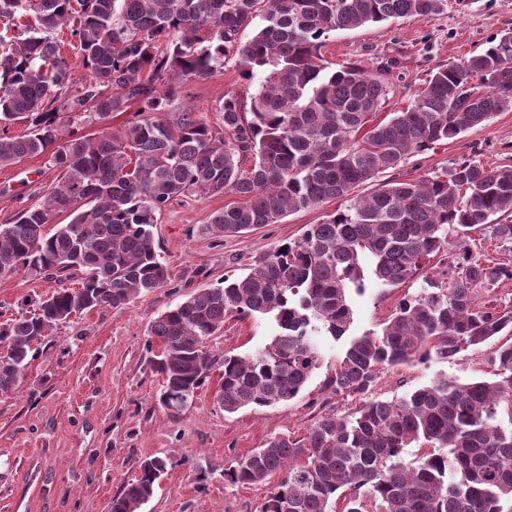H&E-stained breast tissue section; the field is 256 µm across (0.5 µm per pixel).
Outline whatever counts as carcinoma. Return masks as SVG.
<instances>
[{"label": "carcinoma", "mask_w": 512, "mask_h": 512, "mask_svg": "<svg viewBox=\"0 0 512 512\" xmlns=\"http://www.w3.org/2000/svg\"><path fill=\"white\" fill-rule=\"evenodd\" d=\"M446 8L447 0H0V168L46 155L60 174L16 223L0 225V275L25 269L62 284L33 316L0 325V394L14 389L48 332L168 282L153 228L173 202L234 195L204 226L228 236L338 200L324 222L260 254L246 276L199 288L151 323L160 404L183 411L216 367L227 413L296 398L322 360L316 337L340 340L350 329L363 257L387 286L436 260L439 278L426 279L381 332L351 337L336 364L328 386L359 396L355 411L324 414L300 438H275L224 476L238 485L279 476L258 512H335L340 498L343 512H503L512 501V428L497 418L512 410V342L492 348L490 380L439 377L391 401L365 395L387 368L454 360L512 326V308L481 296L512 281V265L472 237L512 247V223L493 220L512 215V166L466 160L367 196L355 189L511 110L512 34L431 73L406 109L380 121L387 73L335 69L324 55L336 30ZM63 25L90 69L77 90L54 37ZM231 60L247 81L265 73L249 102L226 93L215 123L171 111L185 81ZM133 106L127 128L108 125ZM17 124L25 135H9ZM91 125L99 132H83ZM60 213L68 223L46 232ZM78 272L81 286H65ZM233 315L268 316L275 334L252 354L204 351ZM420 442L434 450L406 461ZM167 465L142 460L110 512H139Z\"/></svg>", "instance_id": "cac0c4a2"}]
</instances>
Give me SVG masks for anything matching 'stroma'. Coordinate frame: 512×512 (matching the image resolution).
<instances>
[{"label":"stroma","instance_id":"1","mask_svg":"<svg viewBox=\"0 0 512 512\" xmlns=\"http://www.w3.org/2000/svg\"><path fill=\"white\" fill-rule=\"evenodd\" d=\"M510 32L512 0H448L439 14L332 32L325 56L371 72L388 67L391 88L382 110L388 116L407 108L431 71L481 53ZM245 88L230 62L222 72L186 82L172 109L189 108L213 121L214 106L225 93ZM463 160L512 165V111L411 154L401 167L357 192L370 194L389 180L430 177ZM57 181V171L43 156L0 168V225L15 223L19 212ZM231 200L226 194L170 205L153 229L155 249L171 269L170 282L130 305L69 320L38 344L18 389L0 396V512H109L113 496L137 476L138 461L154 456L167 459V471L139 512H257L267 486L232 484L224 479L225 469L272 438L304 435L322 414L354 411L357 398L332 393L327 385L345 346L329 338L322 341L319 368L291 401L226 413L214 400L221 384L216 368L180 415L159 404L163 379L152 366L160 351L149 340L152 320L196 289L247 275L256 256L299 239L308 225L323 222L337 208L332 201L292 212L238 236L204 232L212 214ZM424 285L421 276L398 286L366 278L352 298L350 335L381 330L399 304ZM58 287L57 281L22 269L0 277V323L34 311L39 299ZM273 333L269 318L232 316L204 348L216 356L245 355L268 344ZM490 352L485 344L453 361L386 369L372 395L392 400L441 376L462 383L492 378Z\"/></svg>","mask_w":512,"mask_h":512}]
</instances>
